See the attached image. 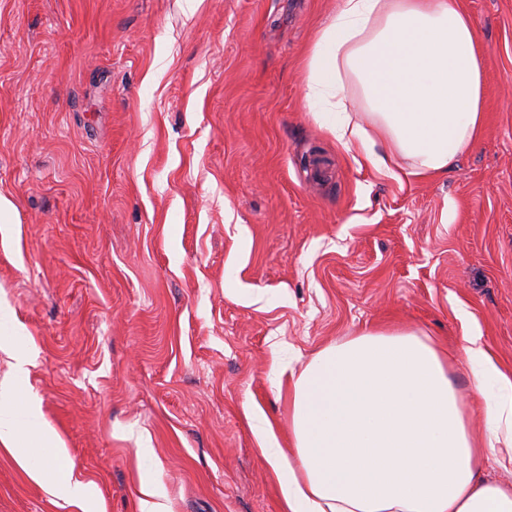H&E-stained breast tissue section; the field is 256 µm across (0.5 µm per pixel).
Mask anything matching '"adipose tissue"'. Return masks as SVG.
Here are the masks:
<instances>
[{
	"label": "adipose tissue",
	"instance_id": "ef3b65f1",
	"mask_svg": "<svg viewBox=\"0 0 512 512\" xmlns=\"http://www.w3.org/2000/svg\"><path fill=\"white\" fill-rule=\"evenodd\" d=\"M349 81L369 125L351 115ZM304 98L333 113L336 140L379 173L392 174L394 155L412 160L413 175L447 173L483 123L481 47L462 0H340L310 50ZM463 355L472 390L491 382L498 391L480 434L467 426L441 352L413 331H364L291 373L293 455L276 448L264 419L250 418L288 512H512V484L481 476L488 458L512 464V376L480 337L467 338ZM17 393V384L0 386V444L35 481L85 505L90 486L74 479L37 403L16 405ZM29 436L54 449L50 466L18 453Z\"/></svg>",
	"mask_w": 512,
	"mask_h": 512
}]
</instances>
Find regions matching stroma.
Returning <instances> with one entry per match:
<instances>
[{"instance_id": "1", "label": "stroma", "mask_w": 512, "mask_h": 512, "mask_svg": "<svg viewBox=\"0 0 512 512\" xmlns=\"http://www.w3.org/2000/svg\"><path fill=\"white\" fill-rule=\"evenodd\" d=\"M339 0H0V382L94 512H286L245 408L366 329L512 372V0H463L486 121L447 174L356 164L303 97ZM0 512H81L0 448Z\"/></svg>"}]
</instances>
